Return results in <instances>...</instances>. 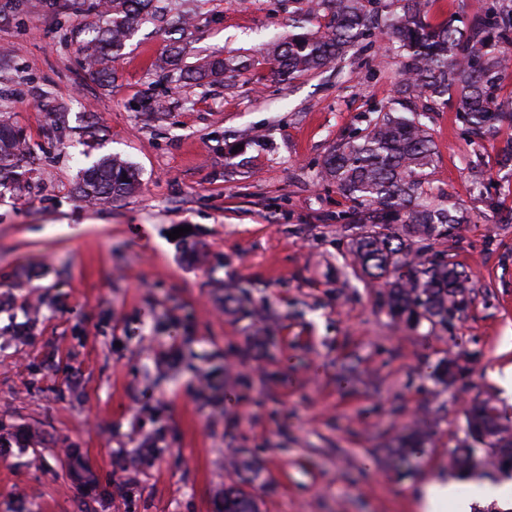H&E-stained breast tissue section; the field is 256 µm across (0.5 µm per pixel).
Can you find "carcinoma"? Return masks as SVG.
I'll use <instances>...</instances> for the list:
<instances>
[{
	"label": "carcinoma",
	"mask_w": 512,
	"mask_h": 512,
	"mask_svg": "<svg viewBox=\"0 0 512 512\" xmlns=\"http://www.w3.org/2000/svg\"><path fill=\"white\" fill-rule=\"evenodd\" d=\"M399 11L385 14L382 0H304L305 14L320 19L314 32H290L266 49L271 72L281 81L333 67L349 51L378 31L402 58L394 96L375 109L356 139L333 149L325 161V176L355 204L352 217L379 225L357 242L356 255L363 272L385 280L386 305L410 320L422 318L441 324L466 306L462 272L448 251L435 254L428 265L407 259L411 244L385 232L402 218L421 239L438 227L470 224L460 207L428 209L415 203L422 193L426 170L433 161L432 139L425 113L435 105H454L457 118L475 137L502 123L512 125V101L500 96L505 76L512 75V5L506 0H477L472 20L461 29L455 21L432 23L428 0H399ZM105 23L85 32L77 52L89 63L97 81H115L112 62L125 48L134 24L158 13L156 0H96ZM183 48L173 42L164 64L178 79L201 82L244 68L240 59L214 58L192 69L181 67ZM27 148L22 131L0 119V190L16 188L26 178ZM138 188L136 172L112 157L97 159L83 172L77 192L89 202H110ZM488 402L474 407L467 418L468 433L491 434L498 447L512 449L501 437L499 417L487 412ZM69 474L86 494L122 496L127 487L102 489L77 449L67 454ZM224 512H257L253 500L241 491L224 493Z\"/></svg>",
	"instance_id": "cac0c4a2"
}]
</instances>
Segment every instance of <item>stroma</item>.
I'll return each mask as SVG.
<instances>
[{"label": "stroma", "instance_id": "stroma-1", "mask_svg": "<svg viewBox=\"0 0 512 512\" xmlns=\"http://www.w3.org/2000/svg\"><path fill=\"white\" fill-rule=\"evenodd\" d=\"M91 2L0 0V112L30 147L26 182L0 194V421L39 435L0 448V512H83L69 448L99 483L125 472L128 493L96 512H224L230 487L258 512H418L416 489L441 478L482 512L452 459L474 403L512 419L493 377L512 365V127L477 139L450 108L428 113L418 202L473 221L430 241L390 229L418 261L448 250L468 304L411 324L381 307L354 249L372 226L340 220L353 203L323 175L399 79L382 35L281 81L266 44L318 27L298 0H162L103 87L76 50L101 20ZM174 39L184 65L221 53L250 68L176 82ZM90 122L103 138L88 149ZM108 154L140 187L94 206L76 183ZM34 306L36 337L17 342ZM444 360L455 381L435 373ZM411 432L420 447H400Z\"/></svg>", "mask_w": 512, "mask_h": 512}]
</instances>
